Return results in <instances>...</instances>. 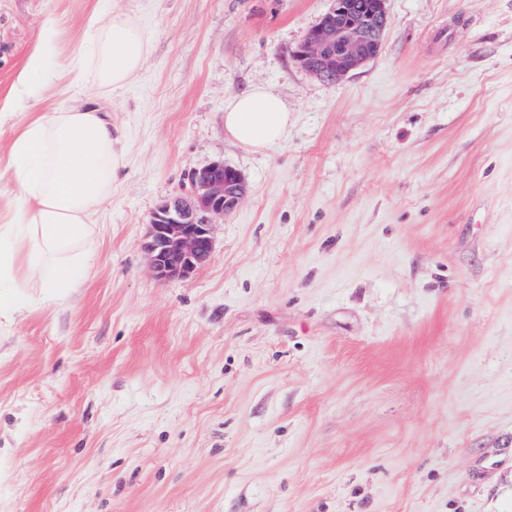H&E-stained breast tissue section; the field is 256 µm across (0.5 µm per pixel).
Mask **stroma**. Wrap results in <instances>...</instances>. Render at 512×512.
Masks as SVG:
<instances>
[{"label":"stroma","mask_w":512,"mask_h":512,"mask_svg":"<svg viewBox=\"0 0 512 512\" xmlns=\"http://www.w3.org/2000/svg\"><path fill=\"white\" fill-rule=\"evenodd\" d=\"M331 6L0 0V222L31 117L99 109L122 155L76 287L0 316V512H512V0H386L328 84L294 54ZM104 7L149 41L112 95L68 66ZM257 84L291 114L260 153L224 130ZM219 160L246 200L157 279L154 209ZM56 34L52 25H46L40 35L37 49L30 55L25 67V88L29 95L37 96L41 92V76L49 69L55 59Z\"/></svg>","instance_id":"stroma-1"}]
</instances>
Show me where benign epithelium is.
I'll list each match as a JSON object with an SVG mask.
<instances>
[{
    "instance_id": "obj_1",
    "label": "benign epithelium",
    "mask_w": 512,
    "mask_h": 512,
    "mask_svg": "<svg viewBox=\"0 0 512 512\" xmlns=\"http://www.w3.org/2000/svg\"><path fill=\"white\" fill-rule=\"evenodd\" d=\"M387 28L385 0H333L296 51L299 66L326 83L357 70L378 52ZM189 195L160 203L153 212L144 243L155 275L185 278L204 266L213 253L210 226L233 212L248 193L242 174L222 161L188 174Z\"/></svg>"
}]
</instances>
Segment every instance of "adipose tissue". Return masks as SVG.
I'll return each instance as SVG.
<instances>
[{"label": "adipose tissue", "mask_w": 512, "mask_h": 512, "mask_svg": "<svg viewBox=\"0 0 512 512\" xmlns=\"http://www.w3.org/2000/svg\"><path fill=\"white\" fill-rule=\"evenodd\" d=\"M56 34L45 26L25 67V88L39 95L41 76L55 59ZM147 38L128 16L91 14L70 61L90 74L98 91L115 93L140 72ZM287 103L256 85L224 107V129L240 145L265 151L288 133ZM117 138L102 112L70 107L27 122L10 149L11 176L22 204L0 225V313L14 308L13 287L26 278L39 282L45 300L65 298L83 271L94 237L91 216L112 197L121 168Z\"/></svg>", "instance_id": "obj_1"}]
</instances>
